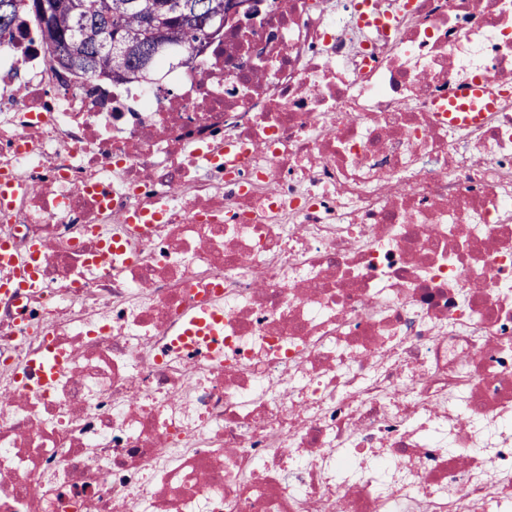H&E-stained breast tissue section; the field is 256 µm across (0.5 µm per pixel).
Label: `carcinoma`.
<instances>
[{"label": "carcinoma", "mask_w": 512, "mask_h": 512, "mask_svg": "<svg viewBox=\"0 0 512 512\" xmlns=\"http://www.w3.org/2000/svg\"><path fill=\"white\" fill-rule=\"evenodd\" d=\"M229 0H73L60 13L45 45L53 68L78 73L86 80L152 79L156 65L176 52L200 51L224 28ZM22 0H0V33L12 22ZM120 27L118 51L98 36Z\"/></svg>", "instance_id": "cac0c4a2"}]
</instances>
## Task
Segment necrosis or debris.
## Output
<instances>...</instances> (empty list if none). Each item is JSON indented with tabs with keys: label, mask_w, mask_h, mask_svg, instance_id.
Returning <instances> with one entry per match:
<instances>
[{
	"label": "necrosis or debris",
	"mask_w": 512,
	"mask_h": 512,
	"mask_svg": "<svg viewBox=\"0 0 512 512\" xmlns=\"http://www.w3.org/2000/svg\"><path fill=\"white\" fill-rule=\"evenodd\" d=\"M371 6L249 0L98 85L19 9L0 512H512V0ZM45 246H35L29 258L22 262H15L16 266V288H27L37 278L40 260L43 257Z\"/></svg>",
	"instance_id": "4bbe7bcc"
}]
</instances>
